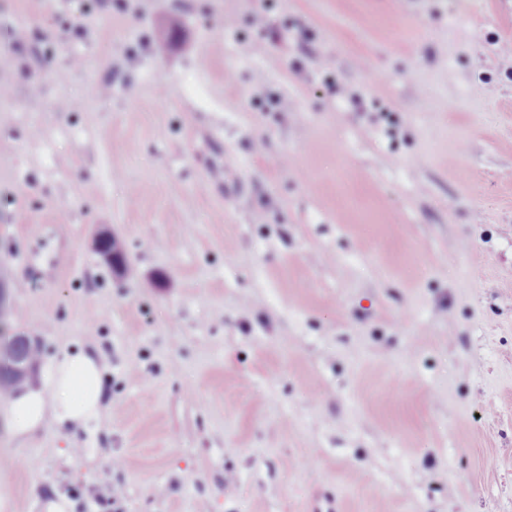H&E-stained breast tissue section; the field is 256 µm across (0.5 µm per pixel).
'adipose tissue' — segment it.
<instances>
[{
  "label": "adipose tissue",
  "mask_w": 512,
  "mask_h": 512,
  "mask_svg": "<svg viewBox=\"0 0 512 512\" xmlns=\"http://www.w3.org/2000/svg\"><path fill=\"white\" fill-rule=\"evenodd\" d=\"M104 356L98 349L63 351L44 369L40 387L24 386L7 399L11 433L24 439L45 428H83L99 420Z\"/></svg>",
  "instance_id": "obj_1"
}]
</instances>
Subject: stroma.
<instances>
[{
  "instance_id": "obj_1",
  "label": "stroma",
  "mask_w": 512,
  "mask_h": 512,
  "mask_svg": "<svg viewBox=\"0 0 512 512\" xmlns=\"http://www.w3.org/2000/svg\"><path fill=\"white\" fill-rule=\"evenodd\" d=\"M5 25L11 329L100 349L108 391L73 440L0 408L7 512H512V0H0ZM109 234H110L109 231H99L95 235L94 241L96 242V244H98V247L101 250H103L102 244L106 241ZM112 237H113V235L109 238V240H107L105 242V245H104L106 251L108 253H110L112 255V257L110 254L102 251L100 253V259L103 263L112 265L113 269L120 270V268H121V267L119 268L120 263L118 261H116L115 255L112 253V249L116 252L115 254L118 256H121L122 259H123V256L125 255V253L123 251V248H122L119 240L117 238L113 237V241H112ZM112 267H110V268H112Z\"/></svg>"
}]
</instances>
